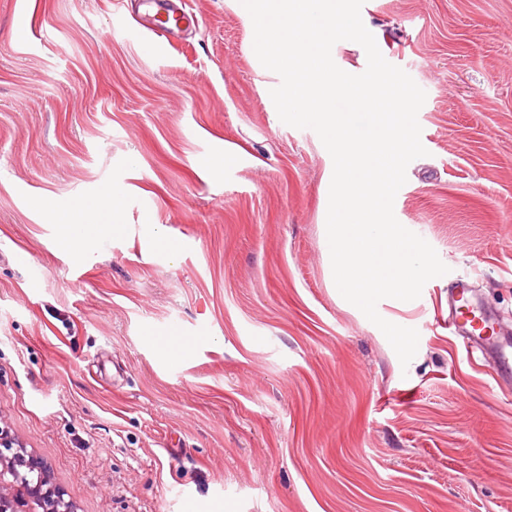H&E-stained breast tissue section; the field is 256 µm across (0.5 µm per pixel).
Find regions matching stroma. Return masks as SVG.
Returning a JSON list of instances; mask_svg holds the SVG:
<instances>
[{"label":"stroma","instance_id":"1","mask_svg":"<svg viewBox=\"0 0 512 512\" xmlns=\"http://www.w3.org/2000/svg\"><path fill=\"white\" fill-rule=\"evenodd\" d=\"M114 0H0V421L74 512H512V381L449 327L466 281L512 337V0H365L425 91L397 220L448 266L379 313L331 287L330 161L284 124L226 0L165 56ZM124 193L82 259L74 207ZM157 225L178 246L155 244ZM196 338L184 357L155 337Z\"/></svg>","mask_w":512,"mask_h":512}]
</instances>
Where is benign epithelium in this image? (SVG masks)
<instances>
[{
  "label": "benign epithelium",
  "instance_id": "7a95c632",
  "mask_svg": "<svg viewBox=\"0 0 512 512\" xmlns=\"http://www.w3.org/2000/svg\"><path fill=\"white\" fill-rule=\"evenodd\" d=\"M0 512H73L52 487L49 472L22 460L10 430L1 422Z\"/></svg>",
  "mask_w": 512,
  "mask_h": 512
}]
</instances>
